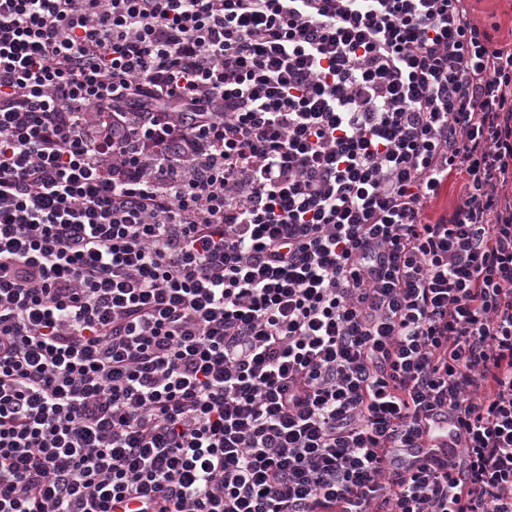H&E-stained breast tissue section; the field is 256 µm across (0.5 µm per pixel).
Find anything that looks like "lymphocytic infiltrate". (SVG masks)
I'll use <instances>...</instances> for the list:
<instances>
[{
    "mask_svg": "<svg viewBox=\"0 0 512 512\" xmlns=\"http://www.w3.org/2000/svg\"><path fill=\"white\" fill-rule=\"evenodd\" d=\"M467 2L0 0V512H512Z\"/></svg>",
    "mask_w": 512,
    "mask_h": 512,
    "instance_id": "lymphocytic-infiltrate-1",
    "label": "lymphocytic infiltrate"
}]
</instances>
